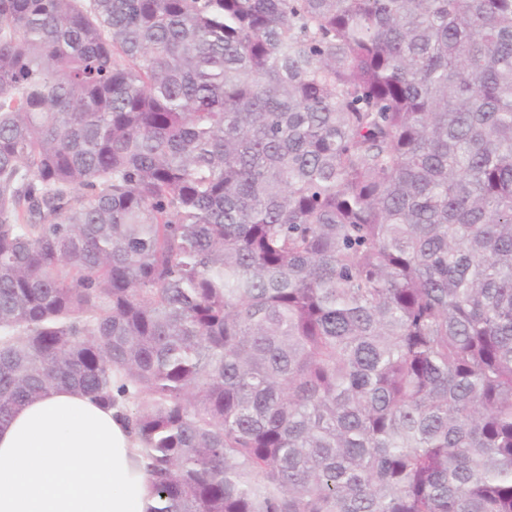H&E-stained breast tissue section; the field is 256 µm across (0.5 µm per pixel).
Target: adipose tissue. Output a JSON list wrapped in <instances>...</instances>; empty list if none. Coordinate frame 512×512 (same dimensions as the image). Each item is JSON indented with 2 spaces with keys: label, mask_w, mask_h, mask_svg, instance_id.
<instances>
[{
  "label": "adipose tissue",
  "mask_w": 512,
  "mask_h": 512,
  "mask_svg": "<svg viewBox=\"0 0 512 512\" xmlns=\"http://www.w3.org/2000/svg\"><path fill=\"white\" fill-rule=\"evenodd\" d=\"M137 448L114 410L56 389L0 427V512H144Z\"/></svg>",
  "instance_id": "adipose-tissue-1"
}]
</instances>
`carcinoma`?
<instances>
[{
	"instance_id": "1",
	"label": "carcinoma",
	"mask_w": 512,
	"mask_h": 512,
	"mask_svg": "<svg viewBox=\"0 0 512 512\" xmlns=\"http://www.w3.org/2000/svg\"><path fill=\"white\" fill-rule=\"evenodd\" d=\"M60 387L146 512H512V0H0V426Z\"/></svg>"
}]
</instances>
